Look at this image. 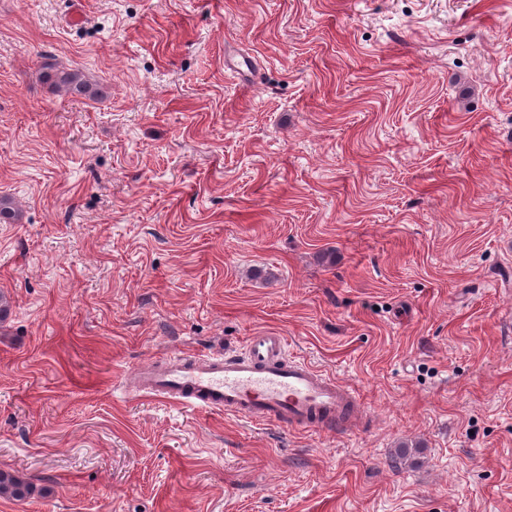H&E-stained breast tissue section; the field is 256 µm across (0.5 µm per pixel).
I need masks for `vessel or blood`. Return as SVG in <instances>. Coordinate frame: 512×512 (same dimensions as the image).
Wrapping results in <instances>:
<instances>
[{"instance_id": "obj_1", "label": "vessel or blood", "mask_w": 512, "mask_h": 512, "mask_svg": "<svg viewBox=\"0 0 512 512\" xmlns=\"http://www.w3.org/2000/svg\"><path fill=\"white\" fill-rule=\"evenodd\" d=\"M146 393L208 411L305 429L345 424L361 405L359 393L305 360L289 356L275 331L248 336L243 350L176 359L147 374Z\"/></svg>"}]
</instances>
